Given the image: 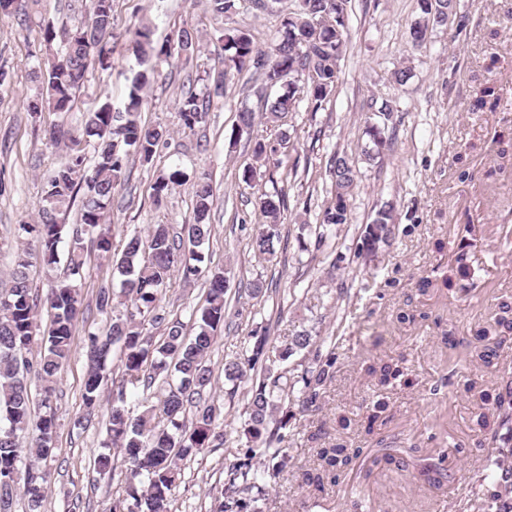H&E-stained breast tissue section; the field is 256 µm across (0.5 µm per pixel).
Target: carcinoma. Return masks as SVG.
I'll use <instances>...</instances> for the list:
<instances>
[{
  "mask_svg": "<svg viewBox=\"0 0 512 512\" xmlns=\"http://www.w3.org/2000/svg\"><path fill=\"white\" fill-rule=\"evenodd\" d=\"M243 0H208L216 17H227L241 8ZM419 20L410 29V42L418 47L429 25L448 23V12L455 9L453 0H416ZM350 0H299L297 9L283 18L272 46L267 51L256 49L252 35L244 28L231 27L224 32V72L206 77L204 91L188 92L180 103L183 124L191 128L206 118L214 99L224 97L226 80L231 72L252 68L263 80L275 85L285 79L288 87L274 98L264 100L262 116L278 123L294 111L302 100L312 104L316 112L335 92L340 64L348 47L347 19ZM87 19L73 29L57 32L54 26L43 28V40L51 46L62 37L64 51L47 59L44 70L37 74L42 92L27 104V111L69 112L75 91L84 83L89 69L95 65L106 70L112 67V0H87ZM195 38L191 31L181 29L177 37L155 48L150 28L143 25L133 32L131 48L142 70L135 73L132 89L123 103L116 107L105 102L89 113L84 134L95 139L97 161L86 169L85 156L68 143L75 142L72 133L57 128L50 139L67 145V156L46 181L39 223L23 224L22 235L38 243L37 254L26 249L17 252L11 273L9 292L0 295V512H10L13 491L19 479L21 458L28 456L46 461L52 458L56 423L54 415L32 418L27 375L34 374L43 384L44 403H49L52 384L70 360L71 337L81 303V278L85 264V240H90L104 254L112 252V236L106 224L110 220L114 193L121 182L125 159L135 155L145 162L152 160L165 142V132L141 121L143 97L140 91L157 76L150 66L151 56L171 57L180 49L190 51ZM369 146L362 150L366 162L375 160L393 146V138L383 135L380 125L366 128ZM287 135L278 141L257 140L253 144L255 162H268L277 156ZM331 200L324 204L321 227L350 223V195L358 170L347 155L336 151L329 167ZM182 173L174 171L154 186L156 204H161L169 187L180 183ZM193 221L183 232H173L167 224H153L146 235H132L116 270L122 277V288L115 292L99 288L97 308L114 312L105 333L87 337L89 370L82 393L87 414L99 406L102 372L113 349L120 352L123 380L142 386L148 392L161 383L157 402L145 398V409L132 420L124 407L123 390L112 399L107 434L112 447L123 453L122 466L129 482V499L114 502L110 512H170L172 490L181 475V462L224 444V435L215 431V407L212 399L213 371L207 364L214 333L224 326L227 301V280L221 268L203 270L202 246L212 233L210 213L212 189L206 175L194 184ZM257 205L265 217L250 247L254 255L265 260L274 255V240L280 238L285 199L282 191L263 193ZM79 207L74 225L66 224L73 207ZM394 215L391 207H380L360 236L359 250L380 249L388 244ZM69 238L65 273L52 278L44 305L50 310L47 331L38 333L35 304L30 298L28 268L36 256L48 271L60 263L58 244ZM186 280L206 274L208 291L206 305L198 317V329L186 335V325L168 318L160 305L163 288L174 271ZM500 316L497 327L512 331V302L503 297L498 302ZM163 329L155 338L148 327ZM268 337L257 336L248 356V368L231 362L224 365V377L230 382L243 381L247 369L255 368L264 355ZM332 343V337L318 341L302 332L285 342L279 359L286 360L294 351L307 349L312 364L299 376L288 374L270 360L258 384L248 390L244 436L247 448L243 457L224 470L218 512H259L250 508L266 495V484L288 474L289 456L278 447L271 453L259 483L252 472L254 447H266L285 441L283 430L293 418L292 407H306L326 393L327 382L333 378L336 362L334 352L322 354L321 348ZM40 348V357L32 362L28 354ZM379 374L376 386L384 388L402 375L399 368L384 366L368 368V374ZM491 416H481L478 425L489 430L495 448L486 456L488 473L474 483L467 505L469 512H512V382L498 388L489 399ZM196 409L195 421L187 423L185 415ZM507 435H502V430ZM369 448H344L333 445L317 449L321 470L309 477L316 490L325 491L324 479L336 484V469L355 460L367 458ZM447 454L440 452L423 459L419 474L428 475L443 467ZM142 488H137L136 484ZM24 494L29 512H40L45 488L40 476L29 471L24 479Z\"/></svg>",
  "mask_w": 512,
  "mask_h": 512,
  "instance_id": "obj_1",
  "label": "carcinoma"
}]
</instances>
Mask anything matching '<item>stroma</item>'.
Listing matches in <instances>:
<instances>
[{"instance_id": "stroma-1", "label": "stroma", "mask_w": 512, "mask_h": 512, "mask_svg": "<svg viewBox=\"0 0 512 512\" xmlns=\"http://www.w3.org/2000/svg\"><path fill=\"white\" fill-rule=\"evenodd\" d=\"M84 2L42 0L35 9L0 13L5 76L0 83V292L11 287L17 251L27 245L18 228L38 222L45 183L66 155L64 146L50 142V128L80 131L101 102L117 103L128 95L140 69L128 50L137 27L149 25L157 46L182 28L195 29L198 41L189 54L152 60L160 75L143 92L141 119L166 130L167 142L152 162L129 157L111 212L118 254L132 234L146 232L149 225L178 230L191 223L197 176L207 174L213 188V228L203 253L205 266L224 268L229 279V315L209 357L220 411L216 429L225 443L184 461L172 512L214 510L224 466L236 461L246 442L240 428L246 394L225 380L224 365L237 360L244 343L262 328L268 351L305 330L332 337L336 354L325 398L297 412L286 432L292 468L270 485L265 512H303L310 492L304 474L317 468V449L379 443L387 462L360 474L337 469L338 483L328 495L331 512H353L356 494L374 512H457L492 446L476 424L485 410L480 393L499 386L503 371L512 370V333L495 348L497 367H486L470 353L478 330L493 324L500 297L512 295V240L502 233L503 227L512 228V0H457L464 27L429 30L417 48L409 42L418 15L415 0H351L348 52L325 108L314 112L303 101L283 125L258 117L252 134L241 136L234 132L238 112L259 113L262 99L281 93V86L266 85L250 69L234 74L223 98L214 100L205 121L192 128L182 123L179 103L189 90H201V77L223 71L222 28L248 29L256 47L268 49L296 0H270L267 9H243L223 20L213 16L207 0H113L111 69H90L71 111L27 112L28 99L39 91L33 71L63 49L59 40L45 46L43 27L50 23L60 31L79 25ZM401 66L413 72L403 86L392 77ZM486 86L494 87V99L473 110ZM387 104L394 109V146L374 163L363 162L367 119ZM283 132L288 141L281 164L262 165L258 177L244 183L254 140H272ZM336 151L357 160L360 174L350 196V224L328 229L322 238L320 213ZM175 169L185 173V181L155 205V182ZM275 188L285 196L282 237L265 261L254 257L250 242L264 222L257 198ZM384 205L394 208V233L377 256L359 255L361 232ZM461 248L469 254L470 274L444 287L451 256ZM253 281L263 284L256 298L246 289ZM103 286H121L112 257L88 250L70 362L57 376L51 401H44L39 385L31 387L36 413L48 408L56 419L53 456L38 465L46 487L41 512H108L128 496L123 476L102 477L94 470L95 458L105 450L114 391L124 389L130 416L142 410L141 389L122 388L115 361L104 371L99 411L91 421L82 418L87 336L103 332L109 320L96 307ZM206 296L205 278L188 283L176 272L161 305L186 321ZM383 363L398 366L402 374L379 391L365 369ZM379 397L388 409L372 423L367 408ZM342 415L350 419L349 429L339 426ZM435 431L470 445L464 453L449 448L439 489L426 484L415 468L418 457L432 454L427 436Z\"/></svg>"}]
</instances>
